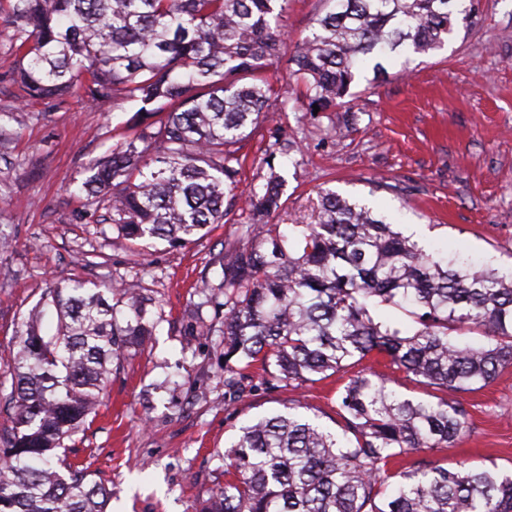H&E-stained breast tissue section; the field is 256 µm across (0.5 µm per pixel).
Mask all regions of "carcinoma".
I'll use <instances>...</instances> for the list:
<instances>
[{
  "label": "carcinoma",
  "instance_id": "obj_1",
  "mask_svg": "<svg viewBox=\"0 0 512 512\" xmlns=\"http://www.w3.org/2000/svg\"><path fill=\"white\" fill-rule=\"evenodd\" d=\"M296 46L292 76L309 105L334 112L361 60L440 50L474 8L459 0H333ZM287 0H0L14 57L0 82L62 103L75 93L134 109L133 131L92 161L79 191L112 213L125 240L184 246L241 205L250 215L224 252V386L237 397L342 377L333 433L288 403L238 428L224 487L201 512H512V473L448 470L412 454L454 447L468 428L462 394L512 367V279L437 258L366 204L318 191L312 220L286 234L276 154L246 197L238 151L285 101L266 73L287 44ZM407 303L415 327L388 321ZM148 299L128 292L121 326L98 285L71 279L30 310L14 356L12 425L0 429V512H106L109 491L71 462L64 440L100 402L109 365L151 332ZM56 327L41 332L44 307ZM483 330L460 346L450 333ZM379 365L432 388L405 396Z\"/></svg>",
  "mask_w": 512,
  "mask_h": 512
}]
</instances>
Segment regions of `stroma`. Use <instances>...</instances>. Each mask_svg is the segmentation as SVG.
I'll list each match as a JSON object with an SVG mask.
<instances>
[{
  "label": "stroma",
  "instance_id": "35a3bbf8",
  "mask_svg": "<svg viewBox=\"0 0 512 512\" xmlns=\"http://www.w3.org/2000/svg\"><path fill=\"white\" fill-rule=\"evenodd\" d=\"M475 8L474 24L456 28L441 50L399 51L379 72L365 65L349 110L315 114L286 78L296 42L330 6L289 0L288 44L268 73L288 90L277 139L292 145L276 159L285 186L275 223L309 217L318 188H330L393 216L412 240L512 273V0H475ZM127 118L108 102L75 94L52 106L0 84V386L12 383L22 321L47 288L81 278L140 289L151 300L153 337L113 361L102 403L66 440L67 453L111 489L108 512H198L224 485L235 427L291 399L333 427L340 383L332 377L231 399L224 312L196 285L221 282L219 261L247 216L231 210L226 223L183 247H134L105 210L68 188L111 150L112 130ZM198 326L209 335H192ZM466 401V436L424 460L511 472L512 368Z\"/></svg>",
  "mask_w": 512,
  "mask_h": 512
}]
</instances>
